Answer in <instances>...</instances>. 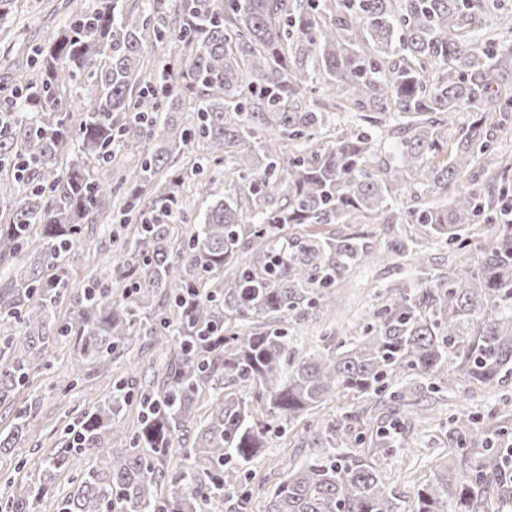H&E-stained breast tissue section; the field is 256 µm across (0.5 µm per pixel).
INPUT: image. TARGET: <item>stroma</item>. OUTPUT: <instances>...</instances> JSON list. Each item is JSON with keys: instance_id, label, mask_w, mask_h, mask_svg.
I'll return each mask as SVG.
<instances>
[{"instance_id": "obj_1", "label": "stroma", "mask_w": 512, "mask_h": 512, "mask_svg": "<svg viewBox=\"0 0 512 512\" xmlns=\"http://www.w3.org/2000/svg\"><path fill=\"white\" fill-rule=\"evenodd\" d=\"M98 0H16L13 13L0 23V106L12 102L16 69H33V56L22 55L14 41L31 46L42 44L69 18L73 7L91 10ZM315 232L335 238L356 234L374 246L381 247L396 236L418 239L431 255L433 276L452 273L454 267L473 261L487 245L491 225L475 224L469 229L464 248H456L433 239L419 224H372L357 219L353 224H318ZM110 242L102 233L73 250L65 268L75 287L89 279L105 280L104 252ZM409 266H366L349 271L337 280L326 295L319 298L315 315L302 319L295 314L284 316L282 325L297 348L323 353L341 341H354L363 336L374 311L386 297L388 288L413 285ZM50 370L30 376L26 391L40 396L38 413L25 428V447L55 445L65 425L76 423L82 413L112 389L111 378L93 375L78 386H70L68 367L71 347L60 340ZM430 418L422 424L402 425L391 448H362V456L383 475L387 486L400 499L403 512H414L415 492L433 479L440 467L451 471L479 467L486 455L488 442L496 440L500 431L512 436V375L502 382L481 386L460 383L454 392L428 395ZM366 401L341 394L306 419L270 436L263 456L249 468V484L254 493L247 510H240L237 499L224 502V512H263L267 490L283 476L284 462H302L313 455L311 438L324 431L330 421L361 411ZM471 421L476 438L466 448H458L454 435L456 422Z\"/></svg>"}]
</instances>
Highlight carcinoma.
Segmentation results:
<instances>
[{
    "label": "carcinoma",
    "mask_w": 512,
    "mask_h": 512,
    "mask_svg": "<svg viewBox=\"0 0 512 512\" xmlns=\"http://www.w3.org/2000/svg\"><path fill=\"white\" fill-rule=\"evenodd\" d=\"M141 2L137 12L126 0L74 11L34 52L37 73L16 75L24 104L0 116V324L21 329L0 336V403L51 367L59 338L73 348L74 384L87 366L112 372L143 338L164 362L142 380L114 377L61 447L29 449L0 512H41L73 452L96 463L54 501L58 512H224L226 496L243 509L250 491L226 485L225 467L248 470L271 434L337 395L388 411L376 443L390 448L399 414L423 408L393 388L400 380L439 393L512 374V165L477 166L512 129V46L492 24L501 4ZM156 43L171 48L159 85L146 51ZM85 80L92 92L75 108L70 91ZM186 107L189 121L178 120ZM466 108L471 121L453 126L449 115ZM223 162L232 188L174 233L185 182L207 191V170ZM423 190L438 201L419 204ZM116 215L131 235L109 231ZM354 215L421 224L444 242L481 222L494 231L474 261L436 278L408 238L376 252L359 235L284 234ZM98 228L112 236L118 299L98 282L73 290L59 267ZM385 260L413 268L423 287L388 289L364 336L340 352L299 354L281 318L309 317L348 270ZM231 320L252 330L226 328ZM235 384L254 388L252 399L226 391ZM133 403L128 429L121 414ZM38 408L34 394L23 401L0 451ZM362 425L356 412L329 423L325 451L285 466L264 512H401L353 453ZM493 489L512 495L497 451L469 473H436L415 512H496Z\"/></svg>",
    "instance_id": "obj_1"
}]
</instances>
